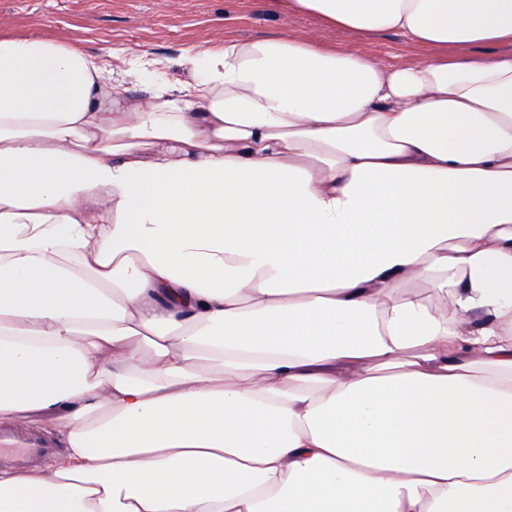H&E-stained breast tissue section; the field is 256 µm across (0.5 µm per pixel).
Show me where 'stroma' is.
<instances>
[{
  "mask_svg": "<svg viewBox=\"0 0 512 512\" xmlns=\"http://www.w3.org/2000/svg\"><path fill=\"white\" fill-rule=\"evenodd\" d=\"M315 30L332 44L354 42L348 33L320 30L313 18L275 9L272 0H0L1 33H53L92 52L118 45L172 60L206 41Z\"/></svg>",
  "mask_w": 512,
  "mask_h": 512,
  "instance_id": "35a3bbf8",
  "label": "stroma"
}]
</instances>
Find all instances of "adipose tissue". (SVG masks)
Returning <instances> with one entry per match:
<instances>
[{"label": "adipose tissue", "mask_w": 512, "mask_h": 512, "mask_svg": "<svg viewBox=\"0 0 512 512\" xmlns=\"http://www.w3.org/2000/svg\"><path fill=\"white\" fill-rule=\"evenodd\" d=\"M277 4L0 34V512H512V0ZM319 31L332 44L355 43L336 30H319L306 16L276 10L271 0H0V32L53 33L89 51L110 45L176 60L186 48L224 38L245 40ZM366 54L375 55L393 63H404L412 60L403 39L395 34H388L368 42L356 44ZM37 437V434L20 436L17 433H6L0 431V461L4 464L24 466L30 464L34 458L49 451V447L54 448L51 452L61 451L59 445L57 448L50 443L49 447L44 445L29 443L30 438Z\"/></svg>", "instance_id": "adipose-tissue-1"}]
</instances>
